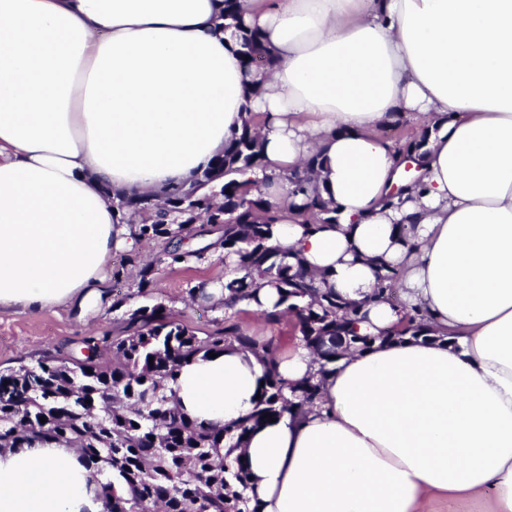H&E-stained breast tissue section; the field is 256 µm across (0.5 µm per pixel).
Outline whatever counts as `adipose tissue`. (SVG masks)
Here are the masks:
<instances>
[{
  "mask_svg": "<svg viewBox=\"0 0 512 512\" xmlns=\"http://www.w3.org/2000/svg\"><path fill=\"white\" fill-rule=\"evenodd\" d=\"M269 63L244 67L239 27ZM259 95L248 93L251 83ZM398 112L432 127L420 188L386 198ZM261 117L243 173L282 212L288 264L363 304L371 333L402 311L374 299L380 262L428 315L430 341L350 352L320 375L296 342L283 379L313 407L264 425L240 453L262 512H420L432 494L493 492L512 512V0H0V309L102 303L118 249L138 250L116 194L202 173ZM319 155L336 221L310 229L290 178ZM260 357L184 365L180 409L221 427L252 412ZM68 448L0 453V512H102Z\"/></svg>",
  "mask_w": 512,
  "mask_h": 512,
  "instance_id": "obj_1",
  "label": "adipose tissue"
}]
</instances>
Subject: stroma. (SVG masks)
I'll use <instances>...</instances> for the list:
<instances>
[{"mask_svg":"<svg viewBox=\"0 0 512 512\" xmlns=\"http://www.w3.org/2000/svg\"><path fill=\"white\" fill-rule=\"evenodd\" d=\"M157 250L153 244L145 253L113 252L106 272L109 298L85 320H77L75 312L67 307L36 313L0 309V371L36 364L49 352H78L89 336L123 335L128 315L146 302L138 292L140 263L147 253ZM223 279V257L208 251L181 263H163L159 266L154 298L169 307L179 306L186 324L203 337L223 329L224 315L199 293V284ZM117 299L122 302L118 308L113 305ZM239 320L248 334L273 340L281 353L299 338L294 323L287 319L270 324L258 312L247 309L240 313Z\"/></svg>","mask_w":512,"mask_h":512,"instance_id":"35a3bbf8","label":"stroma"}]
</instances>
